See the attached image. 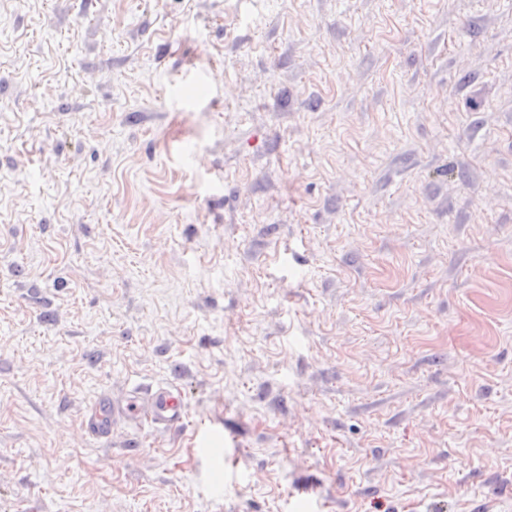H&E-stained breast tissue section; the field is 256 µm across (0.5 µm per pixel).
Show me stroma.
Returning a JSON list of instances; mask_svg holds the SVG:
<instances>
[{"label":"stroma","instance_id":"stroma-1","mask_svg":"<svg viewBox=\"0 0 512 512\" xmlns=\"http://www.w3.org/2000/svg\"><path fill=\"white\" fill-rule=\"evenodd\" d=\"M0 512H512V0H0ZM183 418L184 404L177 390L151 387L141 391L136 389L121 398L113 397L107 391L101 392L85 410L82 423L89 436L105 439L121 419L178 428Z\"/></svg>","mask_w":512,"mask_h":512}]
</instances>
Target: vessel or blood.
<instances>
[{"label": "vessel or blood", "mask_w": 512, "mask_h": 512, "mask_svg": "<svg viewBox=\"0 0 512 512\" xmlns=\"http://www.w3.org/2000/svg\"><path fill=\"white\" fill-rule=\"evenodd\" d=\"M184 404L172 388H147L116 398L101 392L85 410L82 423L87 434L96 439L108 438L114 425L122 419L136 420L152 426L180 427Z\"/></svg>", "instance_id": "obj_1"}]
</instances>
